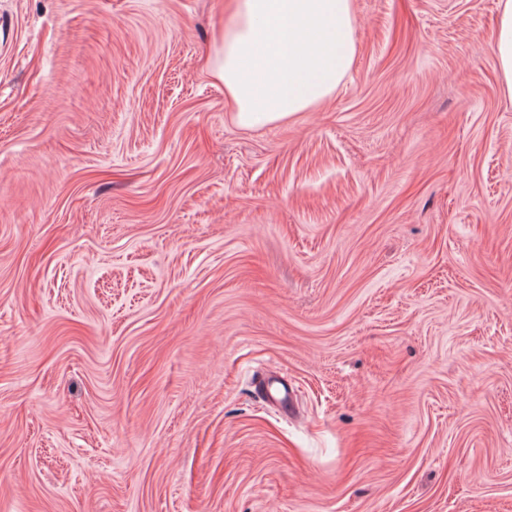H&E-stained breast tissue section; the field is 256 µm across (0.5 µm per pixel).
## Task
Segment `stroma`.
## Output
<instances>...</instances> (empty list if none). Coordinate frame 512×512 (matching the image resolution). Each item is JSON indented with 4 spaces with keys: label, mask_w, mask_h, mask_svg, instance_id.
<instances>
[{
    "label": "stroma",
    "mask_w": 512,
    "mask_h": 512,
    "mask_svg": "<svg viewBox=\"0 0 512 512\" xmlns=\"http://www.w3.org/2000/svg\"><path fill=\"white\" fill-rule=\"evenodd\" d=\"M226 2L0 0V512H512L499 0L252 128Z\"/></svg>",
    "instance_id": "35a3bbf8"
}]
</instances>
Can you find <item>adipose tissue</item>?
I'll return each instance as SVG.
<instances>
[{
  "label": "adipose tissue",
  "mask_w": 512,
  "mask_h": 512,
  "mask_svg": "<svg viewBox=\"0 0 512 512\" xmlns=\"http://www.w3.org/2000/svg\"><path fill=\"white\" fill-rule=\"evenodd\" d=\"M212 65L234 118L250 128L318 108L355 56L354 0H230ZM492 49L512 96V0H500Z\"/></svg>",
  "instance_id": "obj_1"
}]
</instances>
